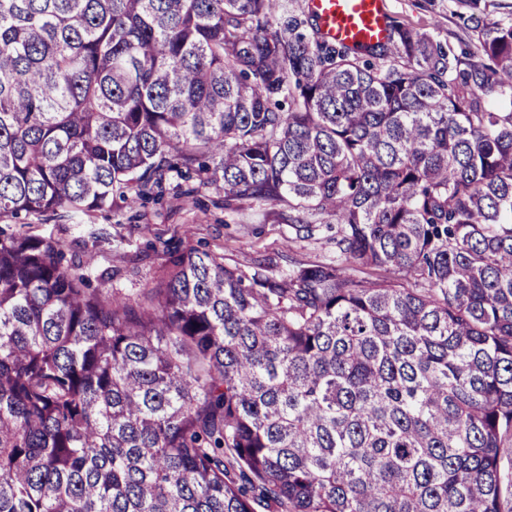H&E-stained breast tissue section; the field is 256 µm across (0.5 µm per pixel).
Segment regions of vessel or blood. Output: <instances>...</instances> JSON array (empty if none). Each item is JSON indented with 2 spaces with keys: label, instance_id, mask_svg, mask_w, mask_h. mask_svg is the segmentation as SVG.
<instances>
[{
  "label": "vessel or blood",
  "instance_id": "obj_1",
  "mask_svg": "<svg viewBox=\"0 0 512 512\" xmlns=\"http://www.w3.org/2000/svg\"><path fill=\"white\" fill-rule=\"evenodd\" d=\"M307 6L325 36L347 47L383 43L390 36L386 0H307Z\"/></svg>",
  "mask_w": 512,
  "mask_h": 512
}]
</instances>
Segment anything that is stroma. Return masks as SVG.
Returning <instances> with one entry per match:
<instances>
[{
  "label": "stroma",
  "instance_id": "stroma-1",
  "mask_svg": "<svg viewBox=\"0 0 512 512\" xmlns=\"http://www.w3.org/2000/svg\"><path fill=\"white\" fill-rule=\"evenodd\" d=\"M388 6L393 18L411 27L447 34L456 42L471 37L457 17V0H388ZM93 231L99 235L94 242L89 239ZM30 232L66 243L68 256L82 260L90 255L97 265L123 269L122 288L154 286L160 267L175 251L194 248L241 264L269 258L283 265L292 257L315 260L325 252L322 244L296 240L289 225L257 224L248 215L225 211L223 194L213 190L192 198L165 191L159 204L133 220L101 211L87 226L39 224Z\"/></svg>",
  "mask_w": 512,
  "mask_h": 512
}]
</instances>
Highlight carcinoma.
Wrapping results in <instances>:
<instances>
[{
	"label": "carcinoma",
	"mask_w": 512,
	"mask_h": 512,
	"mask_svg": "<svg viewBox=\"0 0 512 512\" xmlns=\"http://www.w3.org/2000/svg\"><path fill=\"white\" fill-rule=\"evenodd\" d=\"M460 2L457 51L298 0H0L1 218L214 189L327 248L129 294L0 227V512H512V19ZM307 6L325 36L347 47L383 43L390 36L386 0H307Z\"/></svg>",
	"instance_id": "cac0c4a2"
}]
</instances>
